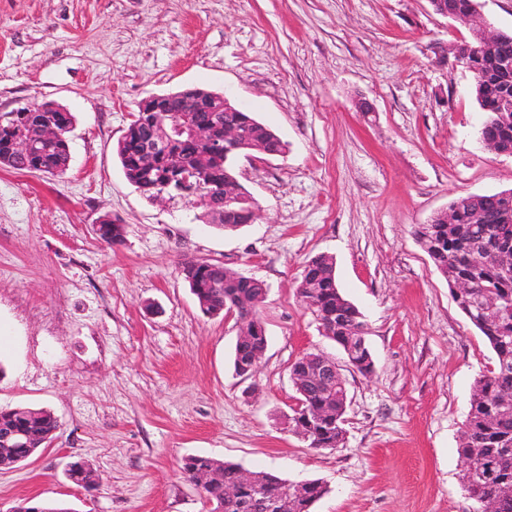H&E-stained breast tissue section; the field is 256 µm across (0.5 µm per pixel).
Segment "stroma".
<instances>
[{"instance_id":"stroma-1","label":"stroma","mask_w":512,"mask_h":512,"mask_svg":"<svg viewBox=\"0 0 512 512\" xmlns=\"http://www.w3.org/2000/svg\"><path fill=\"white\" fill-rule=\"evenodd\" d=\"M470 37L429 0H0V110L54 101L75 117L64 175L0 168V407L60 424L32 461L0 468V512H209L182 473L190 455L321 480L313 512H477L457 448L495 357L415 235L455 197L512 188V157L480 142L471 74L453 63ZM187 87L287 145L240 160L257 217L233 231L147 198L116 155L139 101ZM105 215L121 241L100 239ZM319 254L363 315L370 376L297 297ZM187 259L265 282L253 376L234 370L235 317L200 311ZM308 353L346 382L333 450L288 423ZM77 460L97 490L68 480Z\"/></svg>"}]
</instances>
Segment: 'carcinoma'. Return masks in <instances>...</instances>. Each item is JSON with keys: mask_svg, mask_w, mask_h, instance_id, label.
Here are the masks:
<instances>
[{"mask_svg": "<svg viewBox=\"0 0 512 512\" xmlns=\"http://www.w3.org/2000/svg\"><path fill=\"white\" fill-rule=\"evenodd\" d=\"M473 0H431L437 13L462 17L468 14ZM473 79V94L480 110L486 115L479 135L495 142L502 150L512 153V119L505 121L500 116L499 102L509 94L512 96V80L505 83L496 73L494 59L488 55L476 57L468 64ZM207 91L192 88L166 96L163 112H134L132 119L117 143L116 153L126 178L142 194L149 196L159 185L176 180V169L192 176L204 187L214 183H232L237 179V163L234 153L224 154V143L218 140L224 126L233 124L243 134L241 151L256 143L271 157L286 150V143L268 126L260 122L251 112H211L206 106L196 112L185 111L188 96ZM31 111L20 112L13 119L0 122V165L16 171H27L34 165L49 176H60L67 170L70 156L67 134L74 123L70 112H54L52 118L62 138L54 142H40L35 158L18 156L7 149L6 143L19 131L34 132L44 113L37 111L38 105H29ZM207 124L212 126L217 141L209 145L186 136L176 140L170 150L154 157L151 165L143 169L138 165L139 154L146 142L154 137L159 123ZM178 168H173V160ZM238 201L224 205L222 195L214 193L208 200L184 197L186 203H198L214 215H224L220 226L235 229L252 221L255 204L243 186H238ZM501 203L497 194H473L458 196L448 205L456 214L455 223L448 224L439 218L421 224L415 234L422 248L436 269L455 287L459 279L470 277L474 288L465 293L453 292L454 299L471 324L486 338L495 355V366L481 375L475 382L470 408L459 442L458 453L462 464L473 465L477 470L493 472L491 480L476 479L464 487L468 498L480 502L487 494L501 491L512 493V275L505 272L503 254L512 256V220L499 221ZM476 209L484 212L485 224L472 223L471 215ZM98 234L106 243H115L122 237L120 224L103 222ZM480 248L486 255L483 266L472 271L469 257L472 250ZM184 280L196 297L200 310L207 315H220L231 309L237 301L245 298L252 302V315L237 312L242 324L253 327L260 322L258 307L263 301L266 285L258 279L242 280L236 272L220 262L188 260L183 263ZM494 294L502 309L493 316L482 319L474 312L478 299L485 294ZM297 294L306 298L303 305L311 311L324 330V335L333 340L343 351L352 353L353 365L358 373L369 375L374 362L368 346L352 340L350 326L362 324L358 308L343 294L336 277L335 262L327 255L309 259L297 287ZM261 346V339L238 342L234 349V369L250 358ZM303 401L301 410L293 411L292 423L295 433L309 442L315 449L330 450L338 447V425L344 419V406L331 399L315 379L298 393ZM325 409L327 418L314 421V413ZM59 424L53 413L44 409L13 407L0 409V440L10 430L27 433L28 442L14 449V463L29 462L40 451L46 449ZM212 458L192 455L183 459L182 472L193 482L196 474L210 466ZM221 479L198 486L205 501L213 505L212 512L224 506V486L237 483L240 467L230 462L220 463ZM68 479L76 486L90 492L98 486L96 471L84 462H74L67 469ZM296 482L279 476L261 473V486L268 494L283 495L295 488ZM327 492L319 480H307L299 495L282 500L283 512H311L312 505Z\"/></svg>", "mask_w": 512, "mask_h": 512, "instance_id": "1", "label": "carcinoma"}]
</instances>
